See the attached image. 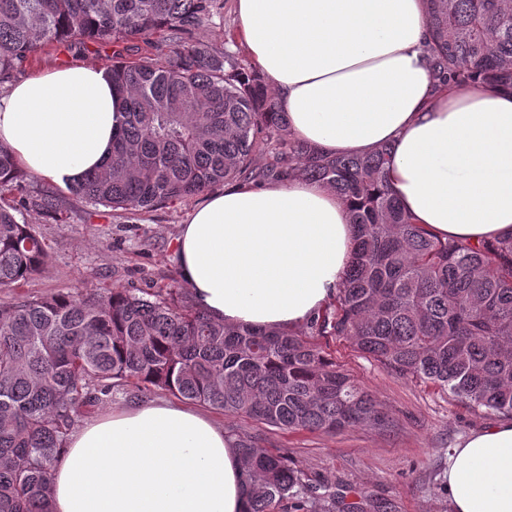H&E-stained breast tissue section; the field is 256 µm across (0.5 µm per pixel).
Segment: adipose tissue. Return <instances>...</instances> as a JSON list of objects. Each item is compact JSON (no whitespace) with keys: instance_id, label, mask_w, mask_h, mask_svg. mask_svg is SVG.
<instances>
[{"instance_id":"ef3b65f1","label":"adipose tissue","mask_w":512,"mask_h":512,"mask_svg":"<svg viewBox=\"0 0 512 512\" xmlns=\"http://www.w3.org/2000/svg\"><path fill=\"white\" fill-rule=\"evenodd\" d=\"M240 41L294 137L331 155L393 148L387 182L436 236L512 233V91L437 90L424 0H233ZM124 103L107 68L30 73L0 97V145L65 184L103 167ZM354 249L345 206L319 182L228 185L177 241L195 305L229 325L294 329L335 296ZM453 512H512V422L454 448ZM232 442L202 413L137 404L74 430L54 470V512H242Z\"/></svg>"}]
</instances>
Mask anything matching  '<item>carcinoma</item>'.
Returning a JSON list of instances; mask_svg holds the SVG:
<instances>
[{
    "label": "carcinoma",
    "instance_id": "1",
    "mask_svg": "<svg viewBox=\"0 0 512 512\" xmlns=\"http://www.w3.org/2000/svg\"><path fill=\"white\" fill-rule=\"evenodd\" d=\"M439 86L482 80L512 90V0H425ZM217 0H0V85L43 47L148 41L155 54L115 61L127 94L121 135L100 170L69 184L77 199L136 212L243 179L318 181L347 206L354 251L336 296L306 331L227 326L181 288H111L0 300V512H53L54 465L82 414L120 387L165 391L288 431L336 432L386 419L320 338L342 337L402 376L473 409L512 416V233L481 243L435 237L405 214L387 184L392 147L329 156L295 140L256 71L192 39ZM266 162L254 166L258 145ZM0 145V195L51 214ZM0 200V288L45 262L44 241ZM244 512H390L313 491L282 454L236 446Z\"/></svg>",
    "mask_w": 512,
    "mask_h": 512
}]
</instances>
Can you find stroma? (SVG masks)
<instances>
[{"label": "stroma", "instance_id": "35a3bbf8", "mask_svg": "<svg viewBox=\"0 0 512 512\" xmlns=\"http://www.w3.org/2000/svg\"><path fill=\"white\" fill-rule=\"evenodd\" d=\"M237 22L232 0H218L211 21L195 32L209 49L233 53L242 68L251 62L235 45ZM142 42L83 44L72 41L46 47L27 70L86 61L111 65L118 55L138 54ZM28 185L53 190L61 206L56 218L26 212L44 238L46 263L21 285L20 294L43 296L77 289L167 288L179 280L177 239L196 200L177 201L131 217L75 200L66 185L29 175ZM338 363L365 387L385 413L382 427H352L336 433L285 431L257 421L203 407L231 442L247 438L288 457L313 482L342 489L347 501L392 503L395 512H451L443 482L453 448L472 432L494 424L440 389L385 368L346 340H328Z\"/></svg>", "mask_w": 512, "mask_h": 512}]
</instances>
